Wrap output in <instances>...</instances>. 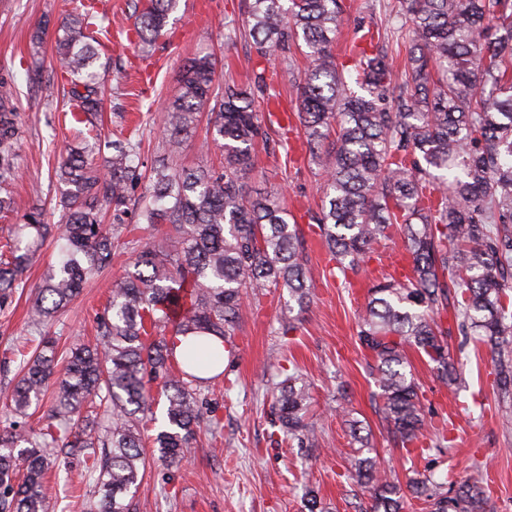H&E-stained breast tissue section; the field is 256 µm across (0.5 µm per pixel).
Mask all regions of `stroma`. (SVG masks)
<instances>
[{
  "mask_svg": "<svg viewBox=\"0 0 512 512\" xmlns=\"http://www.w3.org/2000/svg\"><path fill=\"white\" fill-rule=\"evenodd\" d=\"M392 0H344L343 20L336 31L335 50L351 44L357 28L386 24ZM71 0H0V78L12 76L18 113V176L8 190L15 210L0 212V242L21 223L29 206L44 208L48 223L60 220L56 176L60 154L83 138L108 141L134 136L141 142V159L152 163L161 147L160 131L165 101L181 88L186 61L216 54V85L225 80L246 84L256 71H265L271 93L288 102L296 88L276 75L278 59L259 60L248 35L246 0H179L168 26L150 49L140 53L127 39L134 17L131 0H96L99 15L112 21L110 37L102 40L96 70L106 88L104 109L94 125L82 123L81 112L67 102L55 65V24L72 10ZM279 123L269 135L276 144L260 160L268 180L246 176L248 193L279 191L291 216L307 227L310 213L318 212L322 198L318 169L307 155L295 152L290 139L280 136ZM401 251L392 243L387 255L370 258L349 284L322 275L311 285V302L298 316L297 330L278 332V315L288 306V293L276 289L251 299V311L237 332L238 350L231 373L232 389L215 380L208 394L217 405L218 426L203 425L196 442L179 464L158 458L153 436L157 423L144 431L146 469L135 497L150 512H304V494L315 489L327 512H364L368 493L344 476L357 449L346 424L361 421L372 457L389 480L406 482L410 468L432 467L441 479L460 483L473 465L487 475L490 512H512V429L498 418L493 394L491 352L488 346H462L458 333L448 344L460 362L462 383L452 389L440 383L418 353H410L411 370L425 393L428 427L449 421L446 448L429 458L407 461L394 444L374 409L378 387L367 366L368 352L358 339V319L367 302V290L388 274L391 256ZM55 261L52 244H45L24 275L12 304L0 309V397L17 380L11 349L35 333L68 346L74 338L93 340L96 316L102 312L119 267L87 280L81 294L48 324L32 327L26 311L30 299ZM292 361L310 387L308 420L321 435L317 448L273 447L268 441L269 408L277 366ZM343 406L345 416L336 415ZM83 453L54 452L44 478L50 512H87L93 489L80 479Z\"/></svg>",
  "mask_w": 512,
  "mask_h": 512,
  "instance_id": "obj_1",
  "label": "stroma"
}]
</instances>
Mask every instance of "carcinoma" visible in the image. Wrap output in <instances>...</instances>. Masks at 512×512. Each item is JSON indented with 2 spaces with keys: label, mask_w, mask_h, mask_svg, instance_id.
<instances>
[{
  "label": "carcinoma",
  "mask_w": 512,
  "mask_h": 512,
  "mask_svg": "<svg viewBox=\"0 0 512 512\" xmlns=\"http://www.w3.org/2000/svg\"><path fill=\"white\" fill-rule=\"evenodd\" d=\"M177 6L178 0L134 3L135 41L152 45ZM247 8L257 55L280 59L281 80L298 82L304 146L321 170L322 207L310 221L334 262L329 273L349 283L364 258L396 234L411 263L404 280L385 278L369 290L360 317L382 426L409 454L422 456L447 441L439 429L424 439L423 394L408 350L425 355L445 386L460 383L442 320L450 303L465 342L490 348L502 424L511 426L512 0H394L409 37L400 70L385 34L372 27L357 36L351 67L337 65L340 0H249ZM96 19L94 6L83 3L61 17L56 38L67 94L89 122L103 109L94 67L99 36L109 33L93 28ZM302 45L308 67L297 78L290 53ZM215 74L211 55L185 64L180 94L165 107L164 158L143 170L131 139L112 140L105 153L86 140L58 161L59 223H46L34 207L12 231L8 254L0 256V306L21 286L39 247L49 240L57 250L30 304L36 328L118 254L130 253V261L97 318L95 342L72 346L61 376L53 338L42 337L31 353L23 344L13 349L21 376L0 421V512H47L49 448L86 454L83 479L97 493L88 512H142L132 489L144 474L142 421L152 409V385L165 397V425L154 445L160 458L176 463L201 424H218L205 391L212 373L229 377L224 362L235 357L247 296L288 291L291 304L278 319L284 335L297 329L294 310L310 303L314 272L302 230L288 221L279 193L252 196L242 184L249 172L268 179L256 169L269 140L254 106L255 93L267 87L265 72L249 89L226 82L218 93ZM11 95L1 80L0 183L16 176L19 131L3 108ZM204 109L210 137L198 150L219 147L224 166L179 171L169 160L195 135ZM131 214L151 232L142 245L128 238ZM179 336L187 342L178 352ZM276 377L271 444L318 447L298 368L283 367ZM52 378V423L30 434L22 420ZM349 472L371 489L369 512H406L409 496L430 512H487L478 470L454 491L428 469L413 471L403 487L381 478L359 451Z\"/></svg>",
  "instance_id": "obj_1"
}]
</instances>
